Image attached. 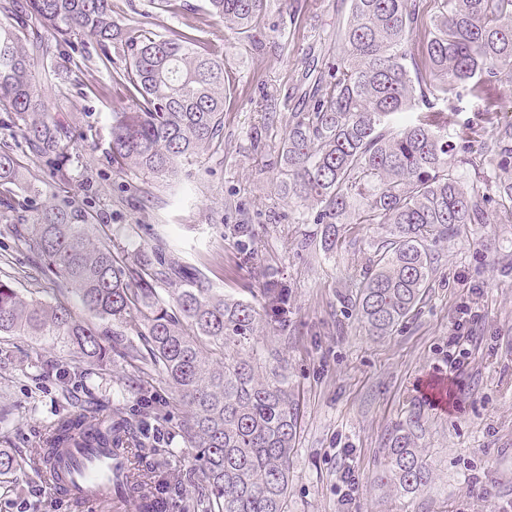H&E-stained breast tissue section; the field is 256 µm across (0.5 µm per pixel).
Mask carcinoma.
<instances>
[{
  "instance_id": "1",
  "label": "carcinoma",
  "mask_w": 512,
  "mask_h": 512,
  "mask_svg": "<svg viewBox=\"0 0 512 512\" xmlns=\"http://www.w3.org/2000/svg\"><path fill=\"white\" fill-rule=\"evenodd\" d=\"M208 13L255 46L263 0H207ZM0 109L15 117V147L0 148V203L26 209L23 158L41 159L61 184L71 131L51 120L36 73L43 37L82 35L100 58L125 65L113 88L132 101L112 113V165L120 173L172 176L223 139L224 56L201 45L197 27L167 35L124 27L112 0H9L0 7ZM340 53L321 74L305 112L292 116L276 161V187L315 212L320 241L336 247L345 224H390V238L364 273L355 307L374 336L416 310L436 271L429 240L460 224L512 222V120L485 125L512 108L487 97L512 79V0H351L336 31ZM482 102L477 117L448 133L444 112L464 98ZM497 179L495 196L478 183ZM4 232L57 280L60 297L34 298L0 277V335L52 343L63 362L89 370L116 357L146 394L157 374L188 415L181 433L196 451L193 512H288L291 457L301 419L288 361L256 333L265 317L288 332V293L260 289L263 303L224 295L163 246L130 253L94 231V216L69 201L48 202ZM76 297L84 315L68 298ZM94 431L100 448H134L120 407L88 419L63 413L45 430L40 452L18 460L0 449V479L22 466L43 470L74 436ZM421 413L396 424L376 482L414 498L434 484ZM156 472L133 460L117 489L149 497L142 512H165L148 487Z\"/></svg>"
}]
</instances>
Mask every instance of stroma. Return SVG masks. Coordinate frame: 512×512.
<instances>
[{
  "instance_id": "obj_1",
  "label": "stroma",
  "mask_w": 512,
  "mask_h": 512,
  "mask_svg": "<svg viewBox=\"0 0 512 512\" xmlns=\"http://www.w3.org/2000/svg\"><path fill=\"white\" fill-rule=\"evenodd\" d=\"M121 25L164 34L193 22L200 41L225 57L224 142L172 179L120 174L112 167L111 116L128 107L83 36L51 42L39 80L51 117L69 127L67 186L37 159L27 166L36 205L75 194L97 218L96 230L128 248L165 243L225 294L252 299L275 269L288 288L287 335L260 329L288 361L302 420L288 487V512H512V223L470 224L434 244L437 270L411 318L389 336L369 335L350 297L382 242L386 224L345 225L335 249L312 244L317 227L299 224L275 187L270 164L303 111L308 75L335 61L336 30L350 0H266L263 51L209 17L205 0L177 10L149 0H112ZM261 136L262 151L253 148ZM250 225L254 254L244 259L234 228ZM52 300L57 285L0 231V275ZM481 320L469 357L448 372V339L461 305ZM59 350L24 336H0V448L36 453L46 426L63 412L124 407L141 431L142 455L175 482L166 512H191L195 452L178 433L183 411L142 409L115 361L89 373L60 374ZM421 409L433 489L403 499L377 486L385 442L412 409ZM0 512H132L129 504L76 507L40 474L18 471L0 485Z\"/></svg>"
}]
</instances>
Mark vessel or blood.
Listing matches in <instances>:
<instances>
[{"mask_svg": "<svg viewBox=\"0 0 512 512\" xmlns=\"http://www.w3.org/2000/svg\"><path fill=\"white\" fill-rule=\"evenodd\" d=\"M61 462H48L44 476L73 503L83 506L112 495L116 473L127 466L126 456L110 448L79 443L64 449Z\"/></svg>", "mask_w": 512, "mask_h": 512, "instance_id": "1", "label": "vessel or blood"}]
</instances>
